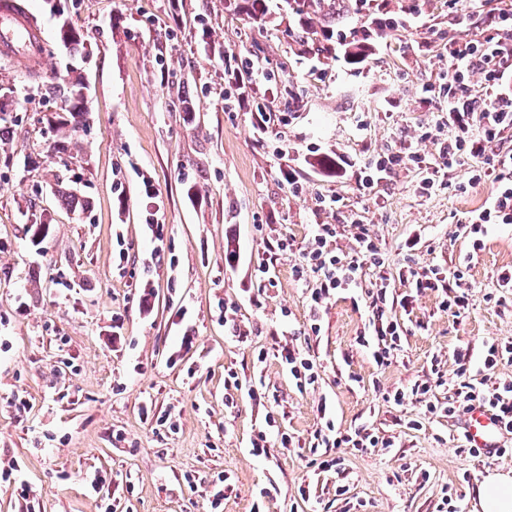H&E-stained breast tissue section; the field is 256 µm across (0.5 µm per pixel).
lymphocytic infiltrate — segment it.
<instances>
[{"label": "lymphocytic infiltrate", "instance_id": "lymphocytic-infiltrate-1", "mask_svg": "<svg viewBox=\"0 0 512 512\" xmlns=\"http://www.w3.org/2000/svg\"><path fill=\"white\" fill-rule=\"evenodd\" d=\"M489 33L457 32L448 38V91L446 101L440 102L443 125L455 132L453 142L441 145L437 154L426 155L414 149L391 155L379 154L368 158L359 167V184L364 191H374L385 176L401 163H409L422 173L417 185L420 194L431 193L443 183L447 169L464 159H474L469 170V185L485 180L496 184L484 205L470 217L474 233L483 232L489 224H512V146L503 147L505 133L512 132V2L493 9L489 16ZM268 73L249 57L235 54L224 56V98L233 108L251 115L255 136L267 133L275 117V109L259 92ZM332 224L317 225L311 240L300 252L299 267L317 275L315 288L310 291L309 318L312 331H319L318 320L323 308L336 291L356 286L365 270L382 267L380 250L366 230H359L356 247L350 260H342L326 251L329 237L335 236ZM372 335H359V346L371 349L378 366L390 365L398 350L399 326L392 317L390 291L380 286L370 292ZM458 365L457 381L452 386L446 407L432 403L430 397L443 378L415 382L409 390H395L388 398L396 405L406 400L425 404L428 413L445 409L448 415H460L478 403L497 412L504 421L507 433H512V381L495 383L480 389L466 378L468 353L455 352ZM316 447H348L364 452L371 448L393 447L391 439L357 430L336 432L334 424L317 430Z\"/></svg>", "mask_w": 512, "mask_h": 512}]
</instances>
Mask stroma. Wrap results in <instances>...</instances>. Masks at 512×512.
Returning <instances> with one entry per match:
<instances>
[{
    "instance_id": "stroma-1",
    "label": "stroma",
    "mask_w": 512,
    "mask_h": 512,
    "mask_svg": "<svg viewBox=\"0 0 512 512\" xmlns=\"http://www.w3.org/2000/svg\"><path fill=\"white\" fill-rule=\"evenodd\" d=\"M28 5L44 29L43 76H82L87 114L57 150L44 117L59 111L61 94L27 100L25 64L0 56V84L15 89L0 102L9 116L0 125V512H204L222 473L230 477L223 512H249L260 497L270 512H440L447 494L474 512L479 484L511 471L512 455L473 457L457 419L427 418L423 404L397 406L384 395L431 378L436 359L446 384L435 395L447 397L460 346L475 382L512 380V364L482 369L488 345L512 338V290L497 284L512 271V224L488 225L482 250H473L468 216L493 185L469 186V163L428 197L416 191L413 166L371 194L357 170L378 153L411 144L432 154L454 138L435 103L448 85L444 45L450 28L487 27L486 14L450 0H387L391 29L359 42L366 0H342L304 22L284 2L257 20L250 0H180L175 13L170 0ZM66 22L82 33L85 54L60 43ZM228 51L272 77L277 114L263 138L249 113L224 104ZM339 158L342 176L322 169ZM285 167L299 175L301 194L282 178ZM146 176L165 220L159 240L145 225ZM58 181L76 189L74 205L51 195ZM332 193L342 205L320 209L318 197ZM357 219L383 269L337 291L312 332L315 277L296 274L299 249L315 225L333 224L327 251L350 256ZM284 238L292 249H279ZM462 259L469 268L453 289L468 293V307L453 315L443 292L431 290L397 304L401 349L376 366L355 339L368 327L377 274L399 301L410 292L403 273L450 270ZM261 265L268 277L258 276ZM228 318L240 336L230 335ZM285 345L311 355L315 385L297 387L279 356ZM230 371L261 379L259 398L225 406ZM145 404L152 417H142ZM269 418L293 443L274 439L254 456ZM417 418L420 428H409ZM329 420L339 432L366 428L395 445L335 448L339 466L317 469L311 438ZM100 471L111 484L97 492L90 482ZM302 485L310 502L298 499ZM340 485L349 488L343 501Z\"/></svg>"
}]
</instances>
